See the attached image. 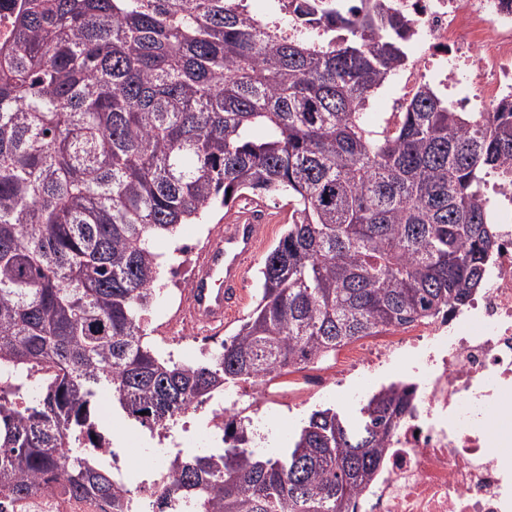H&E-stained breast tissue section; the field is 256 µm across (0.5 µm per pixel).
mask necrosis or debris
<instances>
[{
  "label": "necrosis or debris",
  "instance_id": "4bbe7bcc",
  "mask_svg": "<svg viewBox=\"0 0 512 512\" xmlns=\"http://www.w3.org/2000/svg\"><path fill=\"white\" fill-rule=\"evenodd\" d=\"M409 20L408 62L389 112L403 111L420 86L468 112L471 85L496 105L512 102V0H393ZM497 248L486 285L447 319L365 337L340 351L315 382L284 373L269 398L287 401L317 385L331 394L345 368L391 372L412 396L390 436L357 512H512V455L498 452L489 416L512 402V184L490 186ZM0 512H110L101 500L39 490L24 500L0 493Z\"/></svg>",
  "mask_w": 512,
  "mask_h": 512
}]
</instances>
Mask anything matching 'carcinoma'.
<instances>
[{"label":"carcinoma","mask_w":512,"mask_h":512,"mask_svg":"<svg viewBox=\"0 0 512 512\" xmlns=\"http://www.w3.org/2000/svg\"><path fill=\"white\" fill-rule=\"evenodd\" d=\"M321 3L339 25L290 34L239 0H22L0 47V365L54 375L21 409L0 395L1 492L142 512L82 447L100 391L163 428L485 285L483 187L512 167V102L457 112L424 85L390 125L365 106L407 63L404 20L385 0ZM243 196L293 206L254 306L215 354L166 359L147 339L156 240ZM409 397L317 409L275 456L235 413L221 451L169 459L157 512H356Z\"/></svg>","instance_id":"cac0c4a2"}]
</instances>
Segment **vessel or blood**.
Wrapping results in <instances>:
<instances>
[{
    "label": "vessel or blood",
    "mask_w": 512,
    "mask_h": 512,
    "mask_svg": "<svg viewBox=\"0 0 512 512\" xmlns=\"http://www.w3.org/2000/svg\"><path fill=\"white\" fill-rule=\"evenodd\" d=\"M262 207V202L249 199L228 211L201 253L189 290V318L197 327L221 330L238 307L246 273L264 232L256 219Z\"/></svg>",
    "instance_id": "obj_1"
}]
</instances>
